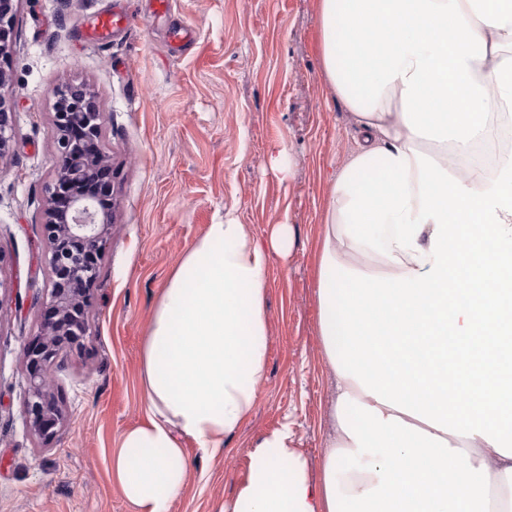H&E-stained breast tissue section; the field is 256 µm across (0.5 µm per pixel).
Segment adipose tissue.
<instances>
[{"label":"adipose tissue","instance_id":"ef3b65f1","mask_svg":"<svg viewBox=\"0 0 512 512\" xmlns=\"http://www.w3.org/2000/svg\"><path fill=\"white\" fill-rule=\"evenodd\" d=\"M331 91L361 143L331 176L319 336L336 397L319 476L263 435L223 512H512V151L456 159L512 120V0H318ZM295 243L228 220L172 268L140 354L146 418L112 475L170 512L186 441L222 453L266 371L267 276Z\"/></svg>","mask_w":512,"mask_h":512}]
</instances>
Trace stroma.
<instances>
[{"mask_svg":"<svg viewBox=\"0 0 512 512\" xmlns=\"http://www.w3.org/2000/svg\"><path fill=\"white\" fill-rule=\"evenodd\" d=\"M133 18L108 42L105 14ZM4 90L14 114L0 163V512H131L112 479L120 434L145 415L140 348L172 266L208 225L259 238L293 224L273 259L266 374L252 418L222 454L193 442L171 512H220L248 450L282 427L312 470L332 430L336 381L318 334L317 255L328 177L360 136L322 73L316 0H20ZM93 90L106 114L115 207L90 310L92 340L60 355L67 419L49 445L23 426L21 352L45 314L41 209L57 165L58 89Z\"/></svg>","mask_w":512,"mask_h":512,"instance_id":"1","label":"stroma"}]
</instances>
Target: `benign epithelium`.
I'll return each instance as SVG.
<instances>
[{
	"instance_id": "1",
	"label": "benign epithelium",
	"mask_w": 512,
	"mask_h": 512,
	"mask_svg": "<svg viewBox=\"0 0 512 512\" xmlns=\"http://www.w3.org/2000/svg\"><path fill=\"white\" fill-rule=\"evenodd\" d=\"M18 2L0 0V89L11 80L7 60ZM104 119L90 89L57 91L53 125L59 164L42 210L47 316L37 339L22 351L27 371L23 419L41 444L49 442L66 419L53 399L51 370L64 346H82L90 339L89 310L112 227V179L105 178L112 172V158L100 148L88 150L100 139ZM12 122L0 98V161L9 153Z\"/></svg>"
}]
</instances>
